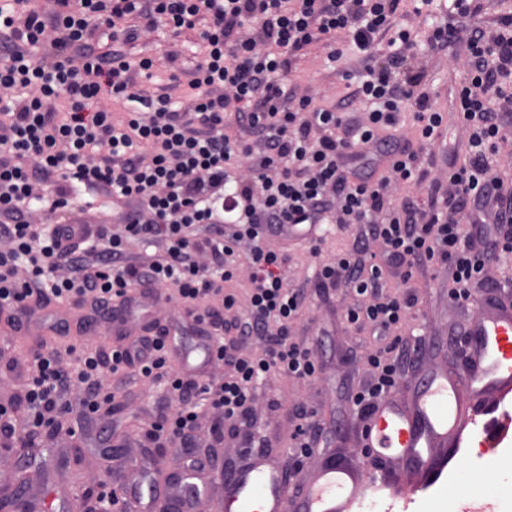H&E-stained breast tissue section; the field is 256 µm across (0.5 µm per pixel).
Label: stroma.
Instances as JSON below:
<instances>
[{
  "instance_id": "1",
  "label": "stroma",
  "mask_w": 512,
  "mask_h": 512,
  "mask_svg": "<svg viewBox=\"0 0 512 512\" xmlns=\"http://www.w3.org/2000/svg\"><path fill=\"white\" fill-rule=\"evenodd\" d=\"M195 42V34L178 36L170 26L162 24L155 31L142 34L135 43L134 52L137 56L153 59L152 81L162 84L169 73V53L178 51L183 65H190L195 57ZM323 57L322 45L313 46L306 57L295 62L289 78L300 90L318 93L324 103L331 104L346 93L347 76L360 75L362 56L354 50H346L332 68L324 66ZM428 73L429 85L447 103L454 88L464 79L465 68L448 49L429 53ZM362 231L359 224L324 225V242L316 255L312 254L309 242L294 237L271 238V246L288 250L286 274L289 285L301 289L306 295L304 315L291 324L289 337L293 342L313 348L321 371L313 380L271 376L260 381L253 410L247 416L225 421L222 442L206 449L205 454L215 469L231 467L240 460L248 448L245 436L251 431L262 437L264 447L273 449V459L286 471L288 490L293 495L304 492L317 460L326 454L334 451L354 459L361 458L357 441L364 418L352 396L373 382L367 358L386 347L387 342L374 335L372 329L358 331L343 323L344 309L358 302V295L341 283L320 286L315 268L334 252L351 248ZM448 278L449 272L445 269L430 267L413 273L418 302L407 312L400 344L409 357L401 365L399 379L391 390L392 396L404 397L408 386L426 369L456 368L464 360V346L457 333L468 329L477 309L475 305H459L449 299ZM19 326L17 335L11 337L4 351L0 352V403L6 405L12 404L14 394L24 381L23 369L7 368V359H16L21 364L37 351L48 332L47 326H36L30 320H21ZM165 397L163 387L128 383L111 423L100 425L93 437H86L81 432L72 437L53 436L49 483H42L37 466L25 465L17 451L1 447L0 479L15 484L20 476H27L35 493L47 494L54 499L64 494L72 496L85 489L95 494L112 491L114 484L109 473L118 466L123 469L122 480L146 479L148 464L140 448L125 447L124 442L154 420ZM478 406L486 420L503 428L504 433L497 444L467 437L460 447L437 449V456L446 458L447 464L424 485L402 462L391 461L389 469L396 499H372L355 508L354 512H424L429 502L438 499L443 488L451 486L462 462L478 464L480 456L488 453L512 459V397L503 399L485 395L479 399ZM302 407L306 408L307 421L315 433L314 454L309 459L299 457L289 440L291 430L299 422L298 410Z\"/></svg>"
}]
</instances>
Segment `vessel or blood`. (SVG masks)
<instances>
[{
	"label": "vessel or blood",
	"instance_id": "1",
	"mask_svg": "<svg viewBox=\"0 0 512 512\" xmlns=\"http://www.w3.org/2000/svg\"><path fill=\"white\" fill-rule=\"evenodd\" d=\"M478 317L467 332L469 363L465 372L429 371L411 387L408 400L385 398L365 418L360 445L364 460L329 455L306 491L288 495L287 476L260 455L224 476L222 512H352L379 490L388 488L386 465L401 459L415 473L429 476L438 464L433 451L460 444L463 434L494 440L476 408L477 396L512 394V301L494 295L478 301ZM126 503L137 512H183L184 504L167 485L145 490L125 486Z\"/></svg>",
	"mask_w": 512,
	"mask_h": 512
}]
</instances>
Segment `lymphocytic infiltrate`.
I'll list each match as a JSON object with an SVG mask.
<instances>
[{
    "label": "lymphocytic infiltrate",
    "mask_w": 512,
    "mask_h": 512,
    "mask_svg": "<svg viewBox=\"0 0 512 512\" xmlns=\"http://www.w3.org/2000/svg\"><path fill=\"white\" fill-rule=\"evenodd\" d=\"M452 2L454 19L427 37L466 60L468 80L445 110L426 87L413 31L395 22L399 9L420 16L434 0H50L47 9L0 0V88L11 91L0 98V309L21 310L32 297L40 308L87 304L108 316L161 287L196 322L265 339L261 354L244 357L218 343L216 362L232 369L221 378L174 372L164 326L96 348L49 347L26 360L30 429L63 427L76 411L111 414L106 379L133 375L177 397L178 409L146 433L174 441L195 428L202 406L224 419L246 414L262 376L315 377L312 351L288 340L305 298L288 285L286 251L264 244L277 224H362L379 243L377 262L356 247L317 274L361 296L345 310L349 324L386 336L401 329L415 299L384 293L391 266L447 268L449 298L474 300L487 264L471 224L498 225L495 245L512 253V191L495 171L512 142V15L467 26L487 0ZM161 20L199 30L200 56L161 86L137 83L153 61L125 46ZM319 42L329 62L348 45L366 59L360 84L332 105L287 80L293 60ZM357 104L358 121L348 116ZM451 125L465 135L430 178L423 163ZM370 148L385 160L376 175L361 171ZM422 185L420 202L391 193ZM77 187L124 206L89 240L63 229ZM35 202L56 225L33 222ZM136 246L149 255L133 257ZM242 296L249 312L232 317ZM369 363L375 381L355 396L365 408L399 368L384 354Z\"/></svg>",
    "instance_id": "obj_1"
}]
</instances>
